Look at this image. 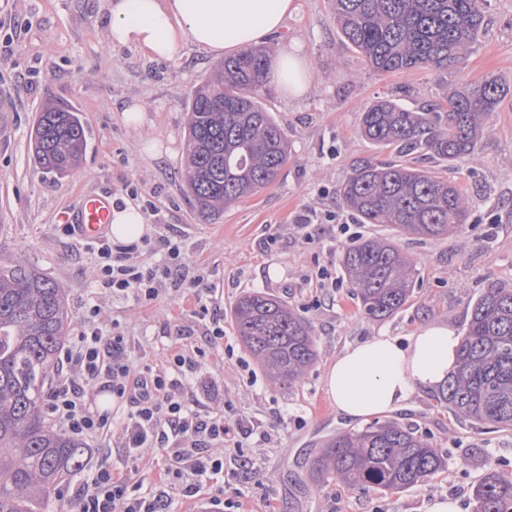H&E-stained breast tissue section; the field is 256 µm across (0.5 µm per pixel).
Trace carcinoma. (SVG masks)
Listing matches in <instances>:
<instances>
[{"label": "carcinoma", "instance_id": "obj_1", "mask_svg": "<svg viewBox=\"0 0 512 512\" xmlns=\"http://www.w3.org/2000/svg\"><path fill=\"white\" fill-rule=\"evenodd\" d=\"M484 0H331L336 26L379 74L449 69L465 59L484 25ZM268 52L247 50L217 66L188 101L186 186L203 220L271 186L288 162V139L258 100ZM505 91L496 77L448 95V111L409 112L389 99L368 106L360 134L372 144L425 150L453 164L470 159L484 122ZM34 165L73 169L86 148L76 112L46 106L30 133ZM342 204L363 224L393 232L346 246L341 269L363 312L375 319L408 300L416 264L398 236L436 238L467 223L469 201L455 180L402 164L363 159L342 183ZM233 316L243 347L275 385L300 382L318 352L311 324L264 294L238 299ZM71 321L63 289L23 261L0 263V512H44L59 484L83 466L86 445L47 419L44 393L58 368ZM443 400L459 419L512 429V287L490 284L477 298ZM445 464L439 449L396 422H374L332 439L314 460L319 482L400 491ZM475 512H512V476L489 469L475 487Z\"/></svg>", "mask_w": 512, "mask_h": 512}]
</instances>
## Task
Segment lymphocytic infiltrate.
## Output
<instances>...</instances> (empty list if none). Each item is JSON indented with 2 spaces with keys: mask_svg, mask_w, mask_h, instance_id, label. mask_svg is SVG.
<instances>
[{
  "mask_svg": "<svg viewBox=\"0 0 512 512\" xmlns=\"http://www.w3.org/2000/svg\"><path fill=\"white\" fill-rule=\"evenodd\" d=\"M168 262L162 266L132 263L138 244L102 242L105 263L99 271L103 287L148 303L160 293L163 281L184 267L179 243H167ZM224 337L219 321L205 330L203 346L174 348L166 356L165 369L143 366L132 371L127 358V338L116 327L88 319L63 353L60 368L47 403L54 423L80 438H93L110 426V416L92 410L88 388L101 386L128 411L121 422L127 455L144 448L164 452L166 484L151 493L114 476L112 470L91 472L78 488L79 512H169V487H178L182 497L198 498L202 480L219 475L224 459L218 447L238 449L253 435L252 427L230 423L223 409H199L181 391V379L194 372L205 347L218 345Z\"/></svg>",
  "mask_w": 512,
  "mask_h": 512,
  "instance_id": "lymphocytic-infiltrate-1",
  "label": "lymphocytic infiltrate"
}]
</instances>
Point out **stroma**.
I'll return each mask as SVG.
<instances>
[{
    "mask_svg": "<svg viewBox=\"0 0 512 512\" xmlns=\"http://www.w3.org/2000/svg\"><path fill=\"white\" fill-rule=\"evenodd\" d=\"M295 5L267 45L274 51L280 41L297 43L312 88L293 99L271 82L261 93L288 138V163L273 185L225 209L220 219L205 221L182 178L184 101L211 78L218 56L190 44L172 60L134 45L109 46L108 0H0V261L24 260L63 288L72 316L69 335H77L90 308H98L99 321L117 323L128 336L134 368H164L176 339L203 343L193 293L171 279L146 305L101 288L99 242L65 232L57 220L84 195L104 193L119 206L134 200L152 228L150 246L135 262L162 263L164 240L179 242L189 274L203 275L210 288V316L224 326L223 364L199 358L195 373L183 379L185 388L215 380L225 418L258 423L268 433L224 455L216 480L234 512H428L444 497L473 512V488L489 468L512 475V430L456 419L435 390H419L407 408L385 415L442 448L446 464L427 482L392 494L351 489L336 479L319 486L310 464L332 438L363 427L337 408L318 410L328 397L325 372L346 345L381 332L407 336L442 320L464 332L490 283L512 286V0H485V25L464 63L385 75L370 70L344 40L328 0ZM490 76L505 81L508 90L472 160L451 167L423 151L375 147L359 134L364 108L377 100L416 112L435 109L446 105L449 88ZM133 101L143 107L137 127L123 117ZM48 104L78 112L86 131L80 164L62 176L41 173L31 158L30 132ZM151 142L166 148V155L151 157ZM361 158L453 178L470 201L469 222L457 231L400 239L418 277L405 306L382 320L359 311L339 263L358 237L389 232L382 224L359 223L340 203L339 186ZM329 213L335 221H326ZM311 214L317 223L299 225V216ZM250 292L295 308L312 326L317 360L293 387L270 384L237 337L232 309ZM164 463L152 450L127 457L120 428H112L108 436L88 440L81 471L61 484L48 512H77V484L99 465L146 491L162 482Z\"/></svg>",
    "mask_w": 512,
    "mask_h": 512,
    "instance_id": "1",
    "label": "stroma"
}]
</instances>
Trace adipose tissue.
<instances>
[{
    "label": "adipose tissue",
    "mask_w": 512,
    "mask_h": 512,
    "mask_svg": "<svg viewBox=\"0 0 512 512\" xmlns=\"http://www.w3.org/2000/svg\"><path fill=\"white\" fill-rule=\"evenodd\" d=\"M293 0H110L109 43L136 45L171 59L189 43L212 54H235L281 31ZM272 76L290 98L305 96L311 79L295 45L281 44ZM139 206L112 212L113 241L134 243L149 234ZM460 338L446 323L400 337L372 336L348 346L328 368L324 384L337 409L353 420L399 410L417 389H436L457 360Z\"/></svg>",
    "instance_id": "adipose-tissue-1"
}]
</instances>
